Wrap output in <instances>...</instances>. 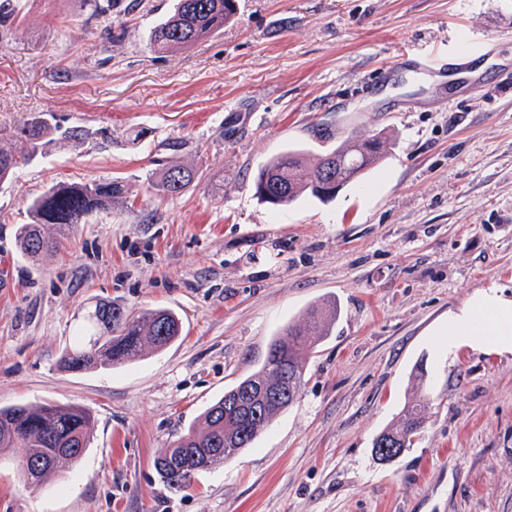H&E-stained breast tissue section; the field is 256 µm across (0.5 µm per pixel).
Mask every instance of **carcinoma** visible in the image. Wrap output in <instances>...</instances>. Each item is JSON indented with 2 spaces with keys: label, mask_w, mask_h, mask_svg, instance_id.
Returning <instances> with one entry per match:
<instances>
[{
  "label": "carcinoma",
  "mask_w": 512,
  "mask_h": 512,
  "mask_svg": "<svg viewBox=\"0 0 512 512\" xmlns=\"http://www.w3.org/2000/svg\"><path fill=\"white\" fill-rule=\"evenodd\" d=\"M238 0H177L173 12L152 32L150 46L156 53L184 50L202 42L234 19ZM59 127L42 115L0 128V182L16 177L30 156L53 140ZM383 157L376 136L345 139L321 155L288 150L270 159L255 180V193L266 203L286 206L304 195L328 199L322 190L325 175L340 186L360 183ZM199 178V170L181 164L166 168L153 183L159 197L181 193ZM119 180L84 184H56L34 197L28 207L30 222L21 224L17 244L36 257L53 252L57 239L45 226L80 224L93 212L123 197ZM334 306L315 305L288 323L270 341L263 365L243 378L211 404L168 448L154 460L166 485L181 491L191 486L195 475L224 464L252 446L258 436L291 407L296 398L276 400L260 407L259 414L242 406L225 410L234 392L249 388L259 393L283 375L297 391L304 386L303 355L312 351L330 331L336 319ZM179 317L169 310L134 313L112 302L98 303L84 316V325L72 346L65 349L61 368L71 372L114 368L141 358L145 351H162L181 336ZM427 404H408L393 427L380 436H396L410 447L424 427ZM93 432L92 415L70 404L43 403L0 407V457L20 459L25 480L38 485L58 467L76 462L85 454Z\"/></svg>",
  "instance_id": "carcinoma-1"
}]
</instances>
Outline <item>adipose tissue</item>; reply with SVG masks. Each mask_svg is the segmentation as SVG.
<instances>
[{
	"mask_svg": "<svg viewBox=\"0 0 512 512\" xmlns=\"http://www.w3.org/2000/svg\"><path fill=\"white\" fill-rule=\"evenodd\" d=\"M445 330L449 355L463 347L512 354V297L496 288L481 290L458 312L449 314Z\"/></svg>",
	"mask_w": 512,
	"mask_h": 512,
	"instance_id": "obj_1",
	"label": "adipose tissue"
}]
</instances>
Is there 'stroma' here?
<instances>
[{
    "mask_svg": "<svg viewBox=\"0 0 512 512\" xmlns=\"http://www.w3.org/2000/svg\"><path fill=\"white\" fill-rule=\"evenodd\" d=\"M0 126L79 127L0 182V406L87 409L92 445L37 488L0 460V512H512V355L442 349L449 312L512 294V0H239L190 49L154 53L175 0H10ZM467 58L471 93L402 53ZM378 136L380 164L330 200L280 208L255 178L289 148ZM201 174L159 198L172 163ZM121 180L127 196L66 228L56 255L16 243L52 185ZM340 314L297 401L252 448L180 492L153 467L262 365L310 305ZM182 320L168 349L114 369L59 365L96 302ZM424 383H416L418 370ZM427 420L384 464L374 438L415 397Z\"/></svg>",
    "mask_w": 512,
    "mask_h": 512,
    "instance_id": "1",
    "label": "stroma"
}]
</instances>
